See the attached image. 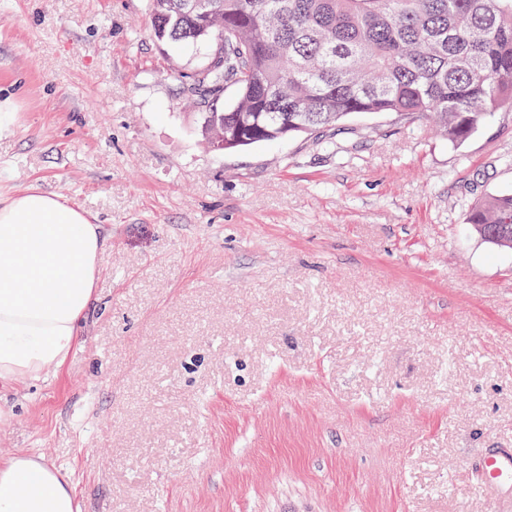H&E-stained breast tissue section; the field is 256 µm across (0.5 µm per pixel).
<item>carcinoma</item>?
Returning a JSON list of instances; mask_svg holds the SVG:
<instances>
[{"mask_svg":"<svg viewBox=\"0 0 512 512\" xmlns=\"http://www.w3.org/2000/svg\"><path fill=\"white\" fill-rule=\"evenodd\" d=\"M150 0L157 42L210 44L183 84L224 150L318 134L355 114L429 116L452 143L512 103V0ZM232 88L231 106L220 105ZM288 133H283V127ZM468 224L512 248V195Z\"/></svg>","mask_w":512,"mask_h":512,"instance_id":"carcinoma-1","label":"carcinoma"}]
</instances>
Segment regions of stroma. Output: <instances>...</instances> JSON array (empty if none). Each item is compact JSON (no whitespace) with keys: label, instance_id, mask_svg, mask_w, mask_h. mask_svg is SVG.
Instances as JSON below:
<instances>
[{"label":"stroma","instance_id":"1","mask_svg":"<svg viewBox=\"0 0 512 512\" xmlns=\"http://www.w3.org/2000/svg\"><path fill=\"white\" fill-rule=\"evenodd\" d=\"M207 57L150 0H0V196L105 238L0 456L67 472L81 512H496L464 461L512 448V250L467 218L512 194V104L460 144L352 114L217 153L182 92Z\"/></svg>","mask_w":512,"mask_h":512}]
</instances>
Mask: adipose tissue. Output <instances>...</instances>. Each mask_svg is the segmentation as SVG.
<instances>
[{
  "instance_id": "adipose-tissue-1",
  "label": "adipose tissue",
  "mask_w": 512,
  "mask_h": 512,
  "mask_svg": "<svg viewBox=\"0 0 512 512\" xmlns=\"http://www.w3.org/2000/svg\"><path fill=\"white\" fill-rule=\"evenodd\" d=\"M100 225L55 194L0 200V389L65 363L94 300ZM0 512H80L70 478L23 451L0 459Z\"/></svg>"
}]
</instances>
